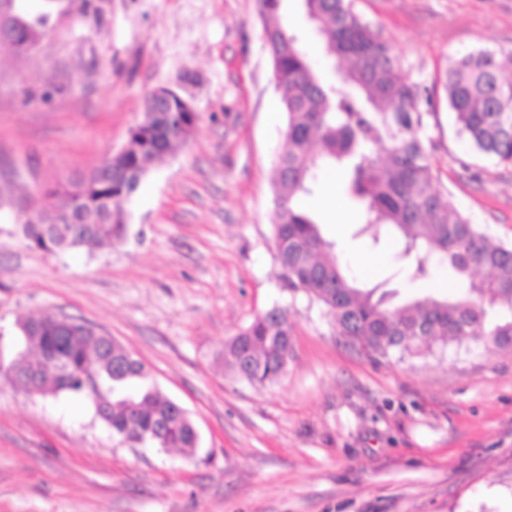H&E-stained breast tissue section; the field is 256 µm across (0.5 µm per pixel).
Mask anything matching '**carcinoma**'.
<instances>
[{"instance_id": "obj_1", "label": "carcinoma", "mask_w": 512, "mask_h": 512, "mask_svg": "<svg viewBox=\"0 0 512 512\" xmlns=\"http://www.w3.org/2000/svg\"><path fill=\"white\" fill-rule=\"evenodd\" d=\"M0 47L34 51L51 29L52 13L32 12L25 0H0ZM322 51L340 65L339 82L313 70L290 29L270 22L281 0H257L263 38L277 84L283 88L284 144L273 177L276 261L288 286L321 303L336 335L371 358L393 351L419 354L434 343L484 336L496 347L512 344V247L491 241L434 186L431 143L423 136L437 101L408 80L388 42L353 9L352 0H303ZM512 50L479 49L446 70L443 88L459 133L478 154L512 165V68L499 56ZM159 93L169 108H155ZM199 113L175 90L147 97L127 144L66 187L52 192L58 205L21 232L28 244L54 253L122 239L127 206L151 167L186 143ZM345 174L344 192L359 210L357 235L394 238L395 261L413 277L452 267L468 281V295L449 301L426 297L392 307L387 294L357 287L336 261L313 215L298 199L314 192L317 172ZM91 215L89 224L52 223L55 215ZM18 334L0 352V377L25 392L87 398L96 415L128 445L197 449V433L180 404L149 378L145 365L113 338L85 321L63 326L52 313L17 322ZM291 327L273 309L256 317L224 345V363L253 384L284 372Z\"/></svg>"}]
</instances>
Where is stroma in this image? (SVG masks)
Returning <instances> with one entry per match:
<instances>
[{
  "instance_id": "1",
  "label": "stroma",
  "mask_w": 512,
  "mask_h": 512,
  "mask_svg": "<svg viewBox=\"0 0 512 512\" xmlns=\"http://www.w3.org/2000/svg\"><path fill=\"white\" fill-rule=\"evenodd\" d=\"M28 0L52 13L39 49H0V335L63 313L118 340L189 413L194 455L131 448L86 399L0 379V512H512V347L473 336L421 356L371 359L336 335L276 261L271 178L285 116L256 0ZM407 78L433 86L453 60L512 48V0H354ZM175 89L200 119L143 178L112 244L47 253L20 226L58 184L120 150L152 90ZM437 187L494 241L512 245V166L474 152L437 91ZM319 175L301 197L323 236L380 258L361 284L406 303L464 298L392 260L394 244L336 225ZM286 312L283 374L255 385L224 345L257 315Z\"/></svg>"
}]
</instances>
